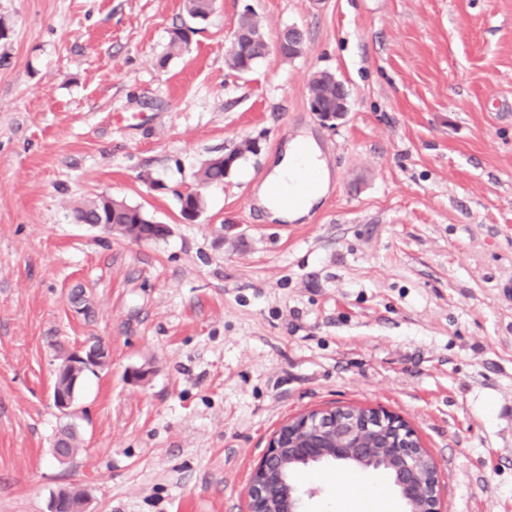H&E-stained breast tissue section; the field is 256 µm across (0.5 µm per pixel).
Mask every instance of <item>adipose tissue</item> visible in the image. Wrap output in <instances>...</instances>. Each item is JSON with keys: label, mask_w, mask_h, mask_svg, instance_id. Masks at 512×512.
<instances>
[{"label": "adipose tissue", "mask_w": 512, "mask_h": 512, "mask_svg": "<svg viewBox=\"0 0 512 512\" xmlns=\"http://www.w3.org/2000/svg\"><path fill=\"white\" fill-rule=\"evenodd\" d=\"M329 184L330 171L319 146L311 138L298 136L273 162L258 195L273 218L295 221L319 203Z\"/></svg>", "instance_id": "ef3b65f1"}]
</instances>
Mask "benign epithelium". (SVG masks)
I'll list each match as a JSON object with an SVG mask.
<instances>
[{
	"label": "benign epithelium",
	"instance_id": "1",
	"mask_svg": "<svg viewBox=\"0 0 512 512\" xmlns=\"http://www.w3.org/2000/svg\"><path fill=\"white\" fill-rule=\"evenodd\" d=\"M107 352L100 345L76 351L70 355V367L73 369H95L106 365ZM58 377L68 379V386L53 391V399L62 414L74 415L75 390L78 378L69 371H61ZM298 426L308 435L287 446L280 445V433L272 437L269 449L256 469L248 488L249 512H257L267 491V480L277 481L282 487L278 512H301L299 493L293 486H284L283 469L288 458L291 462L314 464L324 457L321 439L332 437L335 448L331 449L334 460H358L368 466H374L383 460L390 466L395 484L401 498L409 505V512H443L438 477L427 483L415 476V460L421 452L416 435L410 426L400 417L373 408L369 412L358 414L351 406L312 410L297 416ZM372 428H384L389 431L386 446L380 449L374 445L363 446V440L357 432ZM89 500L85 493L78 495L63 487L55 493L49 502L48 512H89Z\"/></svg>",
	"mask_w": 512,
	"mask_h": 512
}]
</instances>
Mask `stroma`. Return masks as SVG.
<instances>
[{"mask_svg":"<svg viewBox=\"0 0 512 512\" xmlns=\"http://www.w3.org/2000/svg\"><path fill=\"white\" fill-rule=\"evenodd\" d=\"M248 8L268 41L299 28L301 54L231 71ZM187 20L184 0H0V512L69 485L94 512H248L272 435L334 404L402 417L444 512H512V0H215L168 56ZM323 70L348 92L333 126L308 99ZM306 131L331 188L269 220L254 193ZM98 195L169 235L79 223ZM97 342L109 362L66 417L58 367ZM299 485L304 512H372L368 487L402 510L378 471ZM244 147L245 143H243L238 149L236 148L227 154L212 159L207 166L200 170L199 181L203 184L223 181L224 178H226L234 170L238 161L244 156L245 153L254 152V149L249 147L244 149ZM224 157L225 159L233 161V165L232 163H229V167L232 165V169L229 174L224 166Z\"/></svg>","mask_w":512,"mask_h":512,"instance_id":"stroma-1","label":"stroma"}]
</instances>
